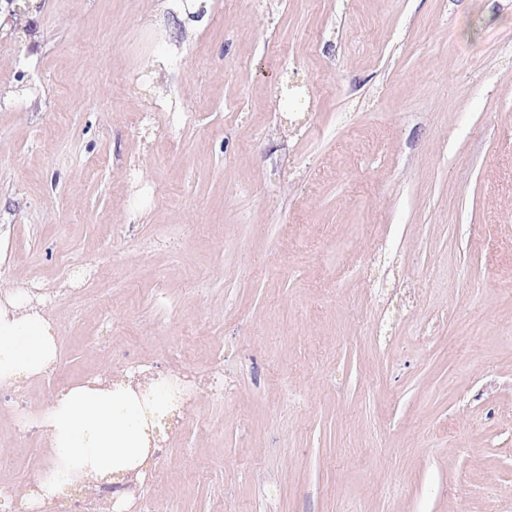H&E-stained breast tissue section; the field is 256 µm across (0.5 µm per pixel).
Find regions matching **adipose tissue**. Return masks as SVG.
Wrapping results in <instances>:
<instances>
[{"mask_svg": "<svg viewBox=\"0 0 512 512\" xmlns=\"http://www.w3.org/2000/svg\"><path fill=\"white\" fill-rule=\"evenodd\" d=\"M57 359L42 302L21 288L0 295V386H18L46 374ZM171 400L162 383L147 395L129 382L97 380L60 392L38 418L52 465L41 475L31 504H52L84 479L116 483L140 475L150 448L148 423L165 415Z\"/></svg>", "mask_w": 512, "mask_h": 512, "instance_id": "1", "label": "adipose tissue"}]
</instances>
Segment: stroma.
Returning a JSON list of instances; mask_svg holds the SVG:
<instances>
[{"label": "stroma", "mask_w": 512, "mask_h": 512, "mask_svg": "<svg viewBox=\"0 0 512 512\" xmlns=\"http://www.w3.org/2000/svg\"><path fill=\"white\" fill-rule=\"evenodd\" d=\"M31 2L0 283L59 358L0 387V512L114 350L200 385L123 512H512V0Z\"/></svg>", "instance_id": "1"}]
</instances>
